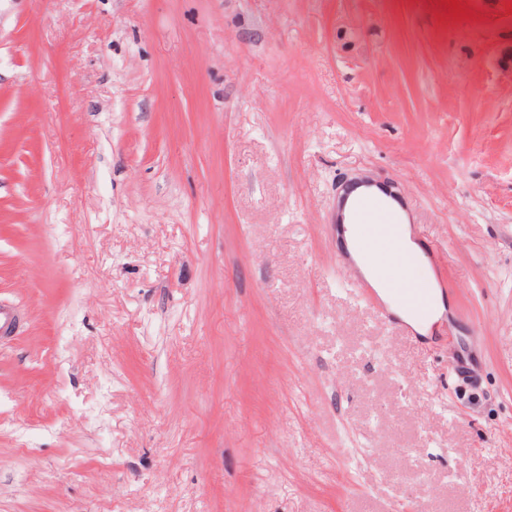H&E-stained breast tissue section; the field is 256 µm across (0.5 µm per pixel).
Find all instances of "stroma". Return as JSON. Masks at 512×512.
Listing matches in <instances>:
<instances>
[{
  "mask_svg": "<svg viewBox=\"0 0 512 512\" xmlns=\"http://www.w3.org/2000/svg\"><path fill=\"white\" fill-rule=\"evenodd\" d=\"M458 2L0 0V512H512V0ZM363 171L450 334L358 298ZM388 199L399 213V218L402 225L401 235L403 250L408 255L413 256L416 260L415 262L409 263L406 266V278L410 281L430 278L429 267L426 265V263H422L421 260L423 257V247L415 236V231L413 225L411 224V218L398 201L392 200L391 198Z\"/></svg>",
  "mask_w": 512,
  "mask_h": 512,
  "instance_id": "stroma-1",
  "label": "stroma"
}]
</instances>
